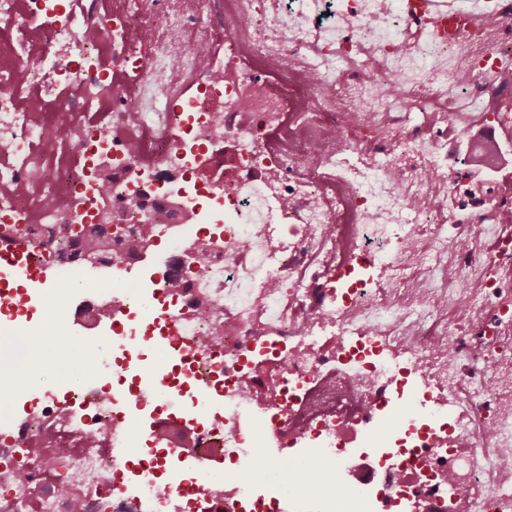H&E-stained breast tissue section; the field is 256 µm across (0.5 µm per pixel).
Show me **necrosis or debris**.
<instances>
[{
    "label": "necrosis or debris",
    "mask_w": 512,
    "mask_h": 512,
    "mask_svg": "<svg viewBox=\"0 0 512 512\" xmlns=\"http://www.w3.org/2000/svg\"><path fill=\"white\" fill-rule=\"evenodd\" d=\"M478 125L496 170L512 0L453 42L400 0H0V240L59 282L14 328L112 316L72 408L0 419V512H512V194L448 147ZM151 340L201 386L107 394Z\"/></svg>",
    "instance_id": "necrosis-or-debris-1"
}]
</instances>
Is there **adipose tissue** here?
Here are the masks:
<instances>
[{"instance_id":"ef3b65f1","label":"adipose tissue","mask_w":512,"mask_h":512,"mask_svg":"<svg viewBox=\"0 0 512 512\" xmlns=\"http://www.w3.org/2000/svg\"><path fill=\"white\" fill-rule=\"evenodd\" d=\"M33 353L50 362L60 356L69 363L79 356L69 336H21L0 324V418L5 415L6 396L27 390L30 374L26 363Z\"/></svg>"}]
</instances>
